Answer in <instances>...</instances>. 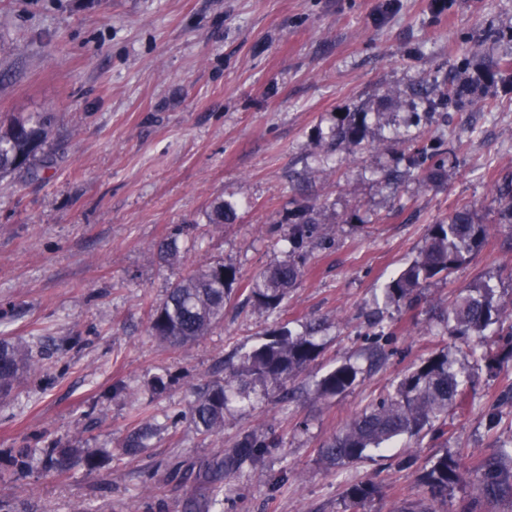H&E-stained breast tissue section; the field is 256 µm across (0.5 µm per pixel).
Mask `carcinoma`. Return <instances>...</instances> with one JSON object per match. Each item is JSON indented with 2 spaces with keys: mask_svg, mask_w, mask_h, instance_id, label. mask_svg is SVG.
<instances>
[{
  "mask_svg": "<svg viewBox=\"0 0 512 512\" xmlns=\"http://www.w3.org/2000/svg\"><path fill=\"white\" fill-rule=\"evenodd\" d=\"M51 124L50 112H18L0 124L1 179L21 171L31 176L38 174L45 163L44 147ZM363 139V121L359 114H345L333 132L335 144L355 149ZM494 201L500 212L512 217L511 174L495 185ZM236 217L233 206L219 202L208 214V221L229 224ZM315 231L316 223L306 218L288 225L285 238L295 243L312 238ZM180 235L182 232L178 231L168 242L159 245L160 258L178 260ZM489 235L490 226L474 209L464 206L453 210L430 226L418 255L383 288L384 303L419 301L423 288L469 262ZM302 267L303 257L292 253L267 267L249 282L247 300L261 313H275L296 286ZM236 282V268L222 261L190 270L169 288L163 301L151 306L149 333L159 342L175 348L194 344L223 321L224 309L232 299ZM503 314V305L495 299L492 288L473 287L461 292L448 306V332L452 336L472 338L469 353L473 361L500 365L512 359V349L504 357L498 355L494 352L498 341L486 336L485 331L496 323H503ZM320 350V344L310 332L294 333L285 327L268 331L258 345L242 353L239 365L225 381L209 384L187 404L180 416L202 434H221L229 406L244 397L247 389L256 385L272 389L282 387L304 372ZM35 367L29 346L1 339L0 397L9 396ZM359 375L356 365L343 363L320 379L317 394L322 397L338 395L351 388ZM466 383L465 369L448 358V354L438 352L427 357L392 385L387 394L347 422L342 431L321 448V459L334 466L361 462L370 457L371 451L385 449L403 436H419L425 429L434 430L437 424L445 426L448 409L467 398ZM151 436L152 424L144 419L123 443L125 453L138 455L149 447ZM264 447V442L258 438L245 436L225 456L224 465L210 467L200 475L203 482L210 484L211 505L220 503L223 488L219 485V473L227 475L242 461L257 458ZM80 454L92 467L105 458L102 452H85L78 447L46 448L37 458L26 449L20 453L17 466L22 472L38 467L63 472L69 468L71 459ZM460 479L458 460L445 451L435 456L425 483L433 498L443 500L448 496V488ZM477 484L478 492L485 499L512 496L511 445H501L484 460ZM375 493L376 488L371 484L351 485L346 491L347 508L358 512Z\"/></svg>",
  "mask_w": 512,
  "mask_h": 512,
  "instance_id": "cac0c4a2",
  "label": "carcinoma"
}]
</instances>
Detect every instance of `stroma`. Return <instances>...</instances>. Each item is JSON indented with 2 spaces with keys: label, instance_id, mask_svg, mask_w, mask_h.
I'll return each mask as SVG.
<instances>
[{
  "label": "stroma",
  "instance_id": "stroma-1",
  "mask_svg": "<svg viewBox=\"0 0 512 512\" xmlns=\"http://www.w3.org/2000/svg\"><path fill=\"white\" fill-rule=\"evenodd\" d=\"M512 0H0V116L55 112L39 177L0 181V338L29 343L38 368L0 401V502L12 512H205L193 471L247 434L259 461L223 481L218 512H345V490L376 486L361 512L427 497L423 475L449 452L463 478L434 512H512L476 484L495 444L512 442V362H470L442 320L456 295L489 282L512 308V222L494 202L512 173ZM470 87L469 102L447 101ZM359 113L360 147L332 143ZM443 177L426 182V168ZM235 223L215 226V202ZM325 233L304 244L305 273L270 316L245 302L250 280L284 259L302 204ZM468 206L494 231L471 262L416 305H377L420 251L430 224ZM182 229L179 262L159 245ZM238 270L224 320L186 349L148 334L149 311L189 269ZM321 318L322 352L287 391L232 405L220 435L181 420L194 391L224 379L265 331ZM467 363L470 403L443 433L405 438L326 468L319 450L345 423L439 351ZM349 362L348 391L316 384ZM168 377L165 390L147 386ZM146 408L160 429L139 456L122 443ZM103 448L105 461L19 474L20 449Z\"/></svg>",
  "mask_w": 512,
  "mask_h": 512
}]
</instances>
